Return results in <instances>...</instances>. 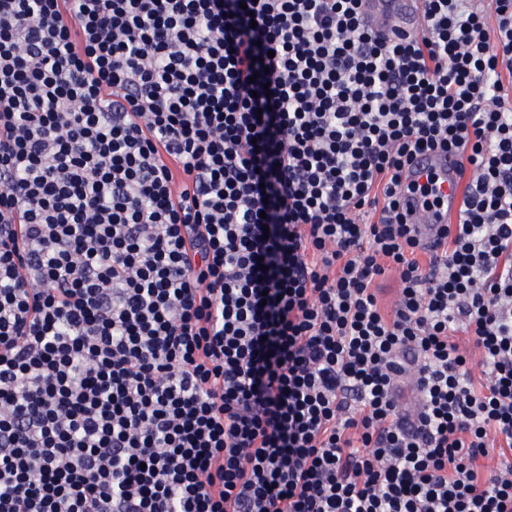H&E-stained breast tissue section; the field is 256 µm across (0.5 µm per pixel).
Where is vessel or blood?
<instances>
[{"mask_svg": "<svg viewBox=\"0 0 512 512\" xmlns=\"http://www.w3.org/2000/svg\"><path fill=\"white\" fill-rule=\"evenodd\" d=\"M361 12L367 25L386 37L417 32L423 27L420 0H363ZM459 168L460 157L454 152L421 155L410 166V179L423 182L427 177H434L443 201L441 210L432 213L415 196L405 194L400 199L401 211L424 241H432L438 225L447 223L449 216L458 210Z\"/></svg>", "mask_w": 512, "mask_h": 512, "instance_id": "obj_1", "label": "vessel or blood"}]
</instances>
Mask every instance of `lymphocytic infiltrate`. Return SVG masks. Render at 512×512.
<instances>
[{
    "label": "lymphocytic infiltrate",
    "instance_id": "1",
    "mask_svg": "<svg viewBox=\"0 0 512 512\" xmlns=\"http://www.w3.org/2000/svg\"><path fill=\"white\" fill-rule=\"evenodd\" d=\"M421 2L0 0V512H512V0ZM361 12L367 25L382 36L395 37L423 28L419 0H365ZM460 156L455 152H435L415 158L409 169L406 182L426 181L435 177V186L440 191L443 206L435 214L427 211L421 201L412 195L403 194L400 209L406 214L408 224H414L416 234L424 241H432L438 224H447L448 216H454L459 207Z\"/></svg>",
    "mask_w": 512,
    "mask_h": 512
}]
</instances>
